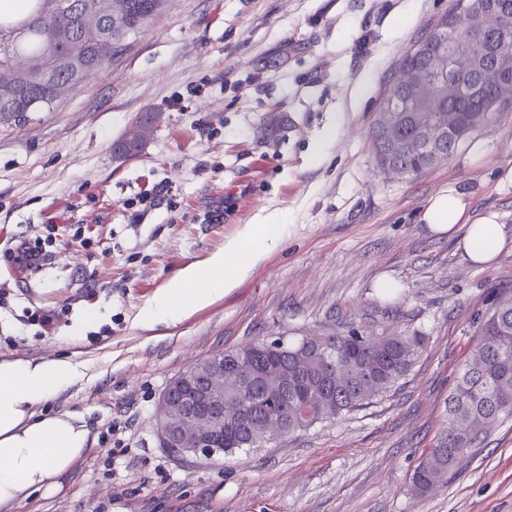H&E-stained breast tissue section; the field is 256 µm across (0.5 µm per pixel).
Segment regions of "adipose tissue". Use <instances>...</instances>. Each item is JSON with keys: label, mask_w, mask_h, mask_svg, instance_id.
Returning a JSON list of instances; mask_svg holds the SVG:
<instances>
[{"label": "adipose tissue", "mask_w": 512, "mask_h": 512, "mask_svg": "<svg viewBox=\"0 0 512 512\" xmlns=\"http://www.w3.org/2000/svg\"><path fill=\"white\" fill-rule=\"evenodd\" d=\"M467 202L448 188L437 193L422 220L430 233L453 235L475 264L484 265L507 246L501 225L492 218L465 222ZM278 219L246 225L242 234L203 264L176 275L142 310L140 322L175 323L236 287L282 239ZM90 365L61 356L50 360L0 356V507L55 487L93 440L83 415L49 413L43 406L80 381Z\"/></svg>", "instance_id": "obj_1"}]
</instances>
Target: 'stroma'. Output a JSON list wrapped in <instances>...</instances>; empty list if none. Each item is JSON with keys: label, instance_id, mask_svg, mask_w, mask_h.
<instances>
[{"label": "stroma", "instance_id": "stroma-1", "mask_svg": "<svg viewBox=\"0 0 512 512\" xmlns=\"http://www.w3.org/2000/svg\"><path fill=\"white\" fill-rule=\"evenodd\" d=\"M453 0H169L129 51L54 112L0 124V355L92 362L46 404L84 414L93 447L13 512H512V417L448 483L410 493L478 319L512 289L422 221L456 187L470 220L512 234V110L413 178L377 168L370 128L398 62ZM159 115L142 152L113 144ZM156 183L170 193L132 217ZM277 214L283 241L232 291L176 323L140 311L182 269ZM56 225L46 265L13 252ZM396 280L382 296L377 281ZM53 315L54 328L26 313ZM357 327L422 331L386 396L257 451L181 460L161 448L165 385L215 352Z\"/></svg>", "mask_w": 512, "mask_h": 512}]
</instances>
